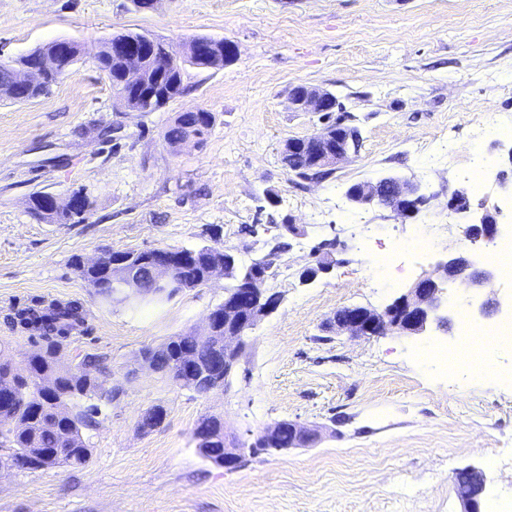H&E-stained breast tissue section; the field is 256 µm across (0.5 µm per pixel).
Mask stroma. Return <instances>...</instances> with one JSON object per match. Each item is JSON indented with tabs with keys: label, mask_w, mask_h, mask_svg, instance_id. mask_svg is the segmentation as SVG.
Returning a JSON list of instances; mask_svg holds the SVG:
<instances>
[{
	"label": "stroma",
	"mask_w": 512,
	"mask_h": 512,
	"mask_svg": "<svg viewBox=\"0 0 512 512\" xmlns=\"http://www.w3.org/2000/svg\"><path fill=\"white\" fill-rule=\"evenodd\" d=\"M151 34L174 50L194 37L234 41L220 70L185 66L182 96L157 112L115 100L95 55L113 34ZM67 38L80 59L32 103L0 97V340L14 357L36 349L4 322L33 300H77L87 317L63 361L103 358V403L84 434L85 468L0 476V512H461L456 475L476 468L483 512L512 502V383L430 367L448 331L351 339L324 330L336 310L383 309L451 252H471L449 209L469 192L468 150L480 144L497 171L512 167L489 127L512 125V0H0V50L20 57ZM334 94L338 118L361 135L358 153L325 180H305L282 161L284 144L313 135L319 112L295 111L292 88ZM215 118L203 143L170 146L179 113ZM395 174L419 183L429 203L400 220L390 209L353 206L355 183ZM84 189L92 207L78 224H48L32 193L67 198ZM292 220L293 230L282 229ZM447 224L436 247L409 257L412 273L385 284L381 253L423 224ZM332 240V267L304 284L318 246ZM284 248L265 282L282 298L249 333L240 373L202 397L140 364L144 348L204 332L230 282L215 278L154 303L96 298L75 258L109 250L216 246L246 266ZM162 424L142 430L145 410ZM254 442L282 419L317 430V441L228 471L204 460L193 431L201 417Z\"/></svg>",
	"instance_id": "obj_1"
}]
</instances>
